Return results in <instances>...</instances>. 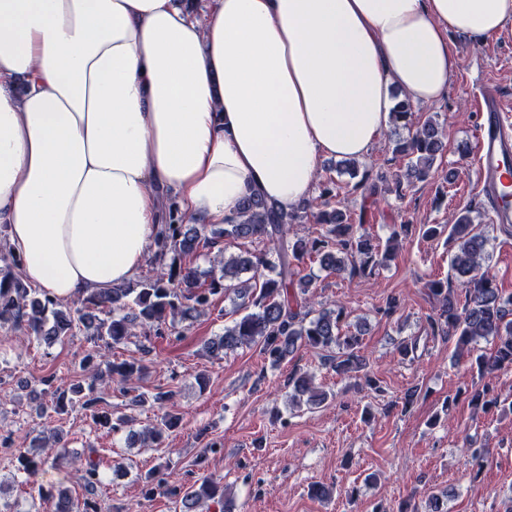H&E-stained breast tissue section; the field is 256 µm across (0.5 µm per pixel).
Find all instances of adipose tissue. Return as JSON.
<instances>
[{"label": "adipose tissue", "instance_id": "ef3b65f1", "mask_svg": "<svg viewBox=\"0 0 512 512\" xmlns=\"http://www.w3.org/2000/svg\"><path fill=\"white\" fill-rule=\"evenodd\" d=\"M512 0H0V226L21 276L68 301L127 282L169 198L220 224L260 193L308 198L448 92L449 31Z\"/></svg>", "mask_w": 512, "mask_h": 512}]
</instances>
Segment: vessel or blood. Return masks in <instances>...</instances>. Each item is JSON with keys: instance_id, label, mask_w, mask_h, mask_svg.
<instances>
[{"instance_id": "1", "label": "vessel or blood", "mask_w": 512, "mask_h": 512, "mask_svg": "<svg viewBox=\"0 0 512 512\" xmlns=\"http://www.w3.org/2000/svg\"><path fill=\"white\" fill-rule=\"evenodd\" d=\"M479 116L475 129L476 186L484 197L492 220L512 223V112L508 111L497 90L482 87L474 97Z\"/></svg>"}]
</instances>
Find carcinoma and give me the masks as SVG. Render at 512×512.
I'll return each mask as SVG.
<instances>
[{
    "label": "carcinoma",
    "instance_id": "1",
    "mask_svg": "<svg viewBox=\"0 0 512 512\" xmlns=\"http://www.w3.org/2000/svg\"><path fill=\"white\" fill-rule=\"evenodd\" d=\"M414 113L409 102L402 100L392 112V123L409 125ZM445 148L443 129L431 117L416 124L414 133L399 137L392 144V152L408 159L405 173L376 174V182L368 183L367 176H359L355 160L343 162L345 171L359 178L355 189H365L373 195L378 184L392 186L395 192L404 184L427 180L435 167L437 156ZM309 204L301 203L285 211L257 192L248 194L238 212L222 224H185L178 210L168 207L164 223L159 225L151 263L156 274L136 284L95 291L82 298L81 306L73 309L47 293L29 287L20 275L21 259L7 248V235L0 234V327L19 328L27 335L50 343L62 342L82 332L93 343L100 341L119 346L141 329L143 337L158 336L176 330V326L193 320L212 304L218 293H233L237 306L247 313L224 327V335L208 341L206 351L220 357L240 347L256 346L272 368L278 367L289 356L304 348L325 352L337 373H357L366 367V360L358 354L359 336L342 332L341 322L345 309L322 307L315 309V296L311 291L312 279L300 275V265L314 258L321 268L338 274L370 275L389 265L406 225L392 232L385 247L373 238L359 232L349 222L347 214L338 206L323 209L315 216L320 232L314 237L290 235V227L300 224L308 216ZM448 233L453 244L451 270L465 287V300L440 281L429 284L431 293L439 302L438 312L429 318L433 333L444 337L453 335L459 354L468 353L481 340L491 341L493 348L475 359L481 377L512 367V294L504 297L495 286V276L485 265L488 239L474 223L470 211L460 214L456 222L423 225V236L434 238ZM225 240H249L262 243L267 249L259 253L236 255L220 260V268L211 270L207 279H201L197 270L184 260L202 249L213 248ZM249 277L241 279V274ZM104 317H99V314ZM83 369L89 383L68 389L51 387V379L42 380L49 387V402L39 403L41 412L61 414L65 408L80 403L95 427L117 431L132 418L97 408L94 391L97 385L118 378L128 383L140 379L147 370L143 359L108 361L97 353L83 359ZM292 387L290 402L301 405L306 397L310 407L322 404L327 394H317L313 377L296 371L289 379ZM174 392L159 390L150 396L133 397L136 405L163 404L171 400ZM471 402L483 408L502 404L494 386L487 382L476 389ZM180 424V417L165 412L156 423L144 427L137 441L160 444ZM102 457L97 449H89L88 456L80 460L63 443V431L55 429L51 438L37 439L26 451L18 455V471L26 479L36 477L45 464L61 465L76 472L83 488L92 492L100 487L107 473L101 469ZM178 496V512H209L213 505L230 512L224 500V484L203 477L182 491L168 489ZM42 500L54 502V512H100L97 501L85 497L79 501L67 491L37 486Z\"/></svg>",
    "mask_w": 512,
    "mask_h": 512
}]
</instances>
